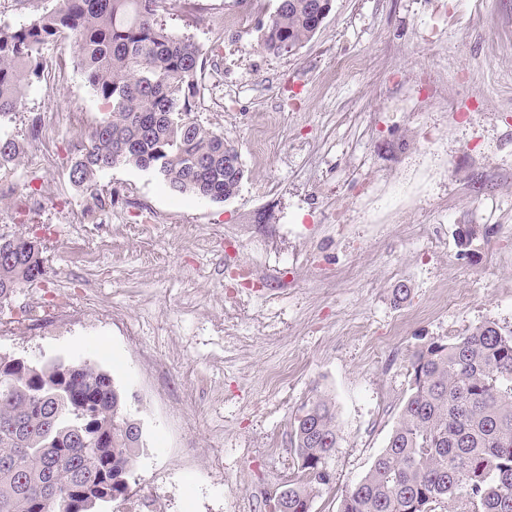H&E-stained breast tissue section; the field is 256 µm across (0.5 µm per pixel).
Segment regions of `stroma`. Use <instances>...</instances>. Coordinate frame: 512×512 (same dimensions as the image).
Here are the masks:
<instances>
[{
	"label": "stroma",
	"mask_w": 512,
	"mask_h": 512,
	"mask_svg": "<svg viewBox=\"0 0 512 512\" xmlns=\"http://www.w3.org/2000/svg\"><path fill=\"white\" fill-rule=\"evenodd\" d=\"M195 2L158 19L218 62L193 118L238 150V194L128 165L74 185L102 106L51 70L9 126L25 155L0 199V234L42 237L49 274L0 305V354L89 361L124 389L145 449L107 512H273L299 467L293 417L324 392L338 443L314 512H338L387 443L413 350L486 322L512 334V0H333L292 55L260 40L278 0ZM461 224L477 229L464 252ZM61 292L72 316L33 330Z\"/></svg>",
	"instance_id": "1"
}]
</instances>
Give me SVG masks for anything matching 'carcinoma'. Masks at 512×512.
<instances>
[{
  "instance_id": "cac0c4a2",
  "label": "carcinoma",
  "mask_w": 512,
  "mask_h": 512,
  "mask_svg": "<svg viewBox=\"0 0 512 512\" xmlns=\"http://www.w3.org/2000/svg\"><path fill=\"white\" fill-rule=\"evenodd\" d=\"M59 0L18 26L0 25V178L23 145L5 131L25 88L45 77V49L70 48L103 107L76 148L69 180L90 189L117 164L149 170L178 192L225 201L224 136L191 118L207 51L157 21L165 2ZM321 0H279L260 27L273 52L319 30ZM48 274L44 245L0 239V304ZM412 387L385 448L340 501L339 512H512V334L492 322L411 354ZM112 375L87 361L73 372L33 370L0 355V512H101L126 499L143 434ZM336 405L319 391L294 417L300 462L288 512H312L329 486L324 460L337 443Z\"/></svg>"
}]
</instances>
